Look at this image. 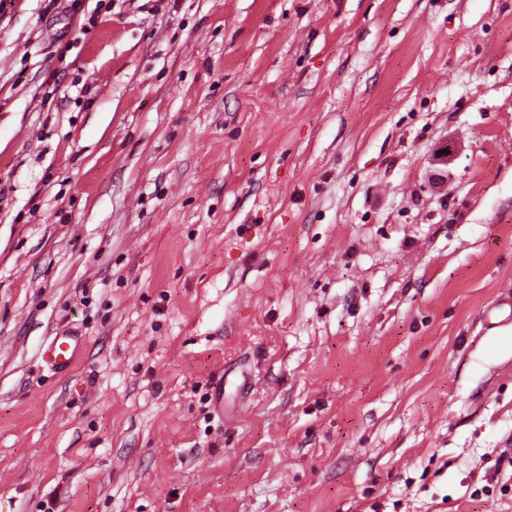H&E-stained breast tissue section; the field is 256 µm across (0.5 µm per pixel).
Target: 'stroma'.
<instances>
[{
    "mask_svg": "<svg viewBox=\"0 0 512 512\" xmlns=\"http://www.w3.org/2000/svg\"><path fill=\"white\" fill-rule=\"evenodd\" d=\"M81 2L0 0V512H512V0ZM79 344L75 337L68 333L57 334L49 343L44 356V362L52 369L66 372L75 363Z\"/></svg>",
    "mask_w": 512,
    "mask_h": 512,
    "instance_id": "obj_1",
    "label": "stroma"
}]
</instances>
